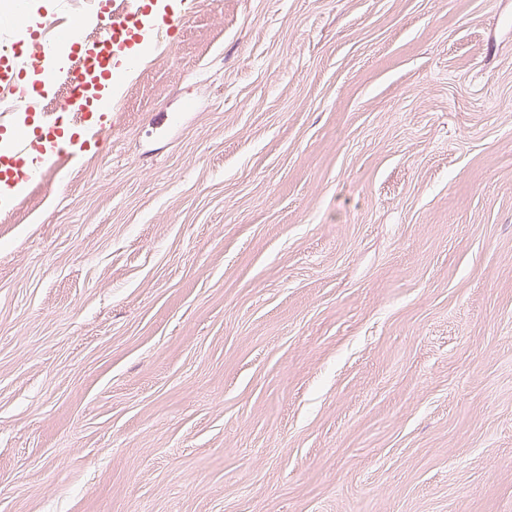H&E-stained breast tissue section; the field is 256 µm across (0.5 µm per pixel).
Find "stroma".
<instances>
[{
  "label": "stroma",
  "instance_id": "obj_1",
  "mask_svg": "<svg viewBox=\"0 0 512 512\" xmlns=\"http://www.w3.org/2000/svg\"><path fill=\"white\" fill-rule=\"evenodd\" d=\"M186 16L0 208V512H512V0Z\"/></svg>",
  "mask_w": 512,
  "mask_h": 512
}]
</instances>
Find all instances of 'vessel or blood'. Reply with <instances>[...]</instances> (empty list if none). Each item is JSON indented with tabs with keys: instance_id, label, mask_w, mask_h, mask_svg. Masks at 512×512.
<instances>
[{
	"instance_id": "obj_1",
	"label": "vessel or blood",
	"mask_w": 512,
	"mask_h": 512,
	"mask_svg": "<svg viewBox=\"0 0 512 512\" xmlns=\"http://www.w3.org/2000/svg\"><path fill=\"white\" fill-rule=\"evenodd\" d=\"M184 23L182 12L158 6L156 0H113L112 15L95 40L80 38L75 16L33 32L23 66L1 53L0 96L13 100L15 106L0 112V131L14 132L0 145V186L34 183L64 156L65 143H78L86 133L110 135V127L93 122L95 105L121 70L136 65L135 48L165 42ZM24 67L69 86L62 109L70 113V120L52 119L40 99L18 94Z\"/></svg>"
}]
</instances>
